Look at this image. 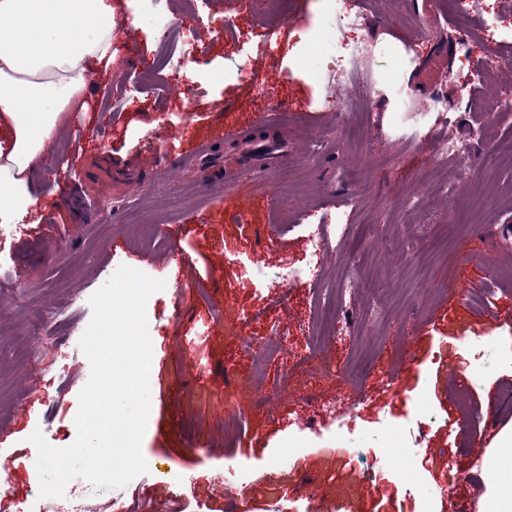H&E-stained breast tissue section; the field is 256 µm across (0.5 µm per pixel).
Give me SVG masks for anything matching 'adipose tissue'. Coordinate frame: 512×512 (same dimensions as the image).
Instances as JSON below:
<instances>
[{
  "label": "adipose tissue",
  "mask_w": 512,
  "mask_h": 512,
  "mask_svg": "<svg viewBox=\"0 0 512 512\" xmlns=\"http://www.w3.org/2000/svg\"><path fill=\"white\" fill-rule=\"evenodd\" d=\"M0 209L31 203L28 184L55 127L84 110L91 74L112 64V0H0Z\"/></svg>",
  "instance_id": "adipose-tissue-1"
}]
</instances>
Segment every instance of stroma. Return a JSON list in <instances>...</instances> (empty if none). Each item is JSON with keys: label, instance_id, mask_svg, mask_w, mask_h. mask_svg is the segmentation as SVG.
Listing matches in <instances>:
<instances>
[{"label": "stroma", "instance_id": "1", "mask_svg": "<svg viewBox=\"0 0 512 512\" xmlns=\"http://www.w3.org/2000/svg\"><path fill=\"white\" fill-rule=\"evenodd\" d=\"M112 7V64L93 75L85 111L60 116L34 202L0 245V512H478L512 436V252L495 231L512 225V122L472 111L457 87L469 79L460 59L501 57L479 93L512 107V0H482L468 46L453 42L451 0H373L346 32L319 0H288L273 27L263 0H152L163 29L131 23L139 0ZM183 33L196 53L164 75ZM354 44L365 117L344 114L345 88L320 71ZM249 57L252 78L240 73ZM436 96L449 114L436 135L466 145L438 170L420 121ZM269 112L288 119L268 126ZM477 123L496 139L470 138ZM242 127L275 137L276 165L233 156L225 178L185 163L200 141L229 148ZM151 147L160 164L146 161ZM172 190L184 204L158 219ZM344 202L373 234L323 255V287L348 273L361 284L321 318L307 287L264 282L305 263L299 225ZM133 215L156 225V243L136 241ZM122 265L166 282L146 304L148 471L121 489L76 477L64 496L40 497L30 437L75 441L89 299ZM272 328L288 348L256 365ZM325 402L343 417L314 415ZM403 440L418 444L409 467L374 468ZM228 469L245 476L230 491L216 480Z\"/></svg>", "mask_w": 512, "mask_h": 512}]
</instances>
